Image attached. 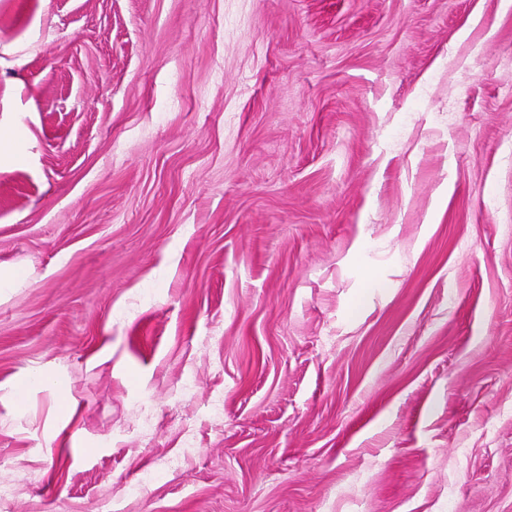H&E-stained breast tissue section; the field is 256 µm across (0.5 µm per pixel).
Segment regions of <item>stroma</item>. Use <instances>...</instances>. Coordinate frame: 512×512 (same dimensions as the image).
<instances>
[{"label": "stroma", "mask_w": 512, "mask_h": 512, "mask_svg": "<svg viewBox=\"0 0 512 512\" xmlns=\"http://www.w3.org/2000/svg\"><path fill=\"white\" fill-rule=\"evenodd\" d=\"M7 512H512V9L0 0Z\"/></svg>", "instance_id": "1"}]
</instances>
